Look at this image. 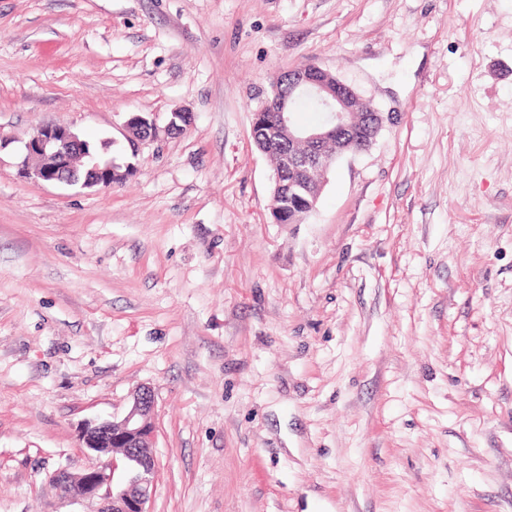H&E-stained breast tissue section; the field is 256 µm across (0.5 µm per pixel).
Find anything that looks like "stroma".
<instances>
[{"instance_id": "stroma-1", "label": "stroma", "mask_w": 512, "mask_h": 512, "mask_svg": "<svg viewBox=\"0 0 512 512\" xmlns=\"http://www.w3.org/2000/svg\"><path fill=\"white\" fill-rule=\"evenodd\" d=\"M309 63L386 120L277 224ZM45 124L129 175L27 178ZM144 386L152 512H512V0H0V512H87L46 474Z\"/></svg>"}]
</instances>
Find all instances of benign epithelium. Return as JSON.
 <instances>
[{"label": "benign epithelium", "mask_w": 512, "mask_h": 512, "mask_svg": "<svg viewBox=\"0 0 512 512\" xmlns=\"http://www.w3.org/2000/svg\"><path fill=\"white\" fill-rule=\"evenodd\" d=\"M288 78V96H268L262 110L272 133L267 135L271 148L279 150L281 165L290 179L281 185V193L299 203L288 223L299 224L313 211L322 192V182L310 180L311 172H327L333 162L348 151L369 149L383 124V115L375 107L364 108L367 101L351 85L317 66L305 65L283 73ZM311 96L323 106L326 122L299 128L291 120L292 103ZM133 135L153 134L152 122L139 114L127 123ZM84 140L66 126L39 127L24 145V159L36 160L32 169L22 171L37 181L83 188H110L124 177L111 160L87 153L92 176L79 178L74 152ZM156 437L155 394L151 387L140 388L132 397L124 416L118 420L88 421L80 431L82 447L111 457V468H94L73 476L60 468L49 474V481L63 495L74 493L93 505L91 512H151L147 508L155 492L158 461L152 448ZM121 456L125 477L114 481Z\"/></svg>", "instance_id": "7a95c632"}]
</instances>
